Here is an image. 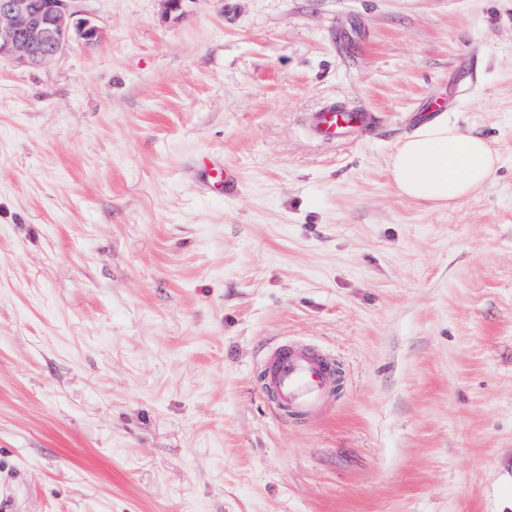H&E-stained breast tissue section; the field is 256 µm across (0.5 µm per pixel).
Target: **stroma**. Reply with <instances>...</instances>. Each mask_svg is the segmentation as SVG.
I'll return each instance as SVG.
<instances>
[{
  "mask_svg": "<svg viewBox=\"0 0 512 512\" xmlns=\"http://www.w3.org/2000/svg\"><path fill=\"white\" fill-rule=\"evenodd\" d=\"M78 8L96 45L0 60L10 512H512V0ZM438 97L500 156L445 209L387 175ZM288 341L319 413L264 387ZM365 120L363 112L329 108L316 112L311 124L318 138L330 143H346L353 139ZM206 185L210 189H227L233 182L228 168L219 159L205 160L203 162ZM268 365L266 391L278 404L304 412L323 404L333 371L326 355L307 345H284L272 352Z\"/></svg>",
  "mask_w": 512,
  "mask_h": 512,
  "instance_id": "stroma-1",
  "label": "stroma"
}]
</instances>
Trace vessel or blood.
<instances>
[{"label": "vessel or blood", "instance_id": "obj_1", "mask_svg": "<svg viewBox=\"0 0 512 512\" xmlns=\"http://www.w3.org/2000/svg\"><path fill=\"white\" fill-rule=\"evenodd\" d=\"M366 120L364 113L333 108L317 112L311 124L318 138L330 143L353 139ZM208 188H228L232 178L221 160L203 163ZM266 390L278 404L305 412L317 410L324 402L332 378L330 359L315 349L292 344L277 347L269 360Z\"/></svg>", "mask_w": 512, "mask_h": 512}]
</instances>
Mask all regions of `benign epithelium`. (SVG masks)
I'll use <instances>...</instances> for the list:
<instances>
[{"mask_svg":"<svg viewBox=\"0 0 512 512\" xmlns=\"http://www.w3.org/2000/svg\"><path fill=\"white\" fill-rule=\"evenodd\" d=\"M76 0H0V59L39 65L73 41L98 43L101 29L75 9Z\"/></svg>","mask_w":512,"mask_h":512,"instance_id":"7a95c632","label":"benign epithelium"}]
</instances>
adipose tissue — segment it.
Here are the masks:
<instances>
[{
    "mask_svg": "<svg viewBox=\"0 0 512 512\" xmlns=\"http://www.w3.org/2000/svg\"><path fill=\"white\" fill-rule=\"evenodd\" d=\"M497 164L498 155L488 141L462 132L443 113L399 142L389 157L388 172L402 197L443 208L484 186Z\"/></svg>",
    "mask_w": 512,
    "mask_h": 512,
    "instance_id": "obj_1",
    "label": "adipose tissue"
}]
</instances>
